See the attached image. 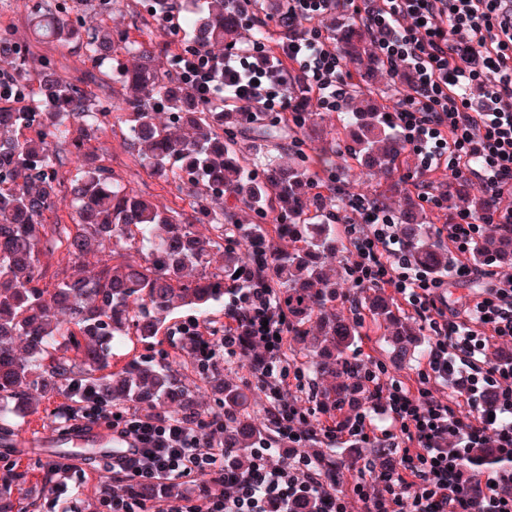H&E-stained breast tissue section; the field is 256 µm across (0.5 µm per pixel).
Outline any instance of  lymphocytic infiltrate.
<instances>
[{"label":"lymphocytic infiltrate","instance_id":"f902f5d3","mask_svg":"<svg viewBox=\"0 0 512 512\" xmlns=\"http://www.w3.org/2000/svg\"><path fill=\"white\" fill-rule=\"evenodd\" d=\"M340 6L353 10L392 74L413 75L397 97L393 126L420 159L413 187L421 202L452 213L441 227L455 256L452 277L472 290L449 303L444 279L411 262L390 214L373 200L349 199L360 223L345 227L354 254L348 275L355 286L390 289L422 322L430 336L424 368L387 385L380 361L359 360L353 374L362 400L311 421L290 390L304 372L284 359L288 326L270 288L256 282L236 295L219 339L204 338L194 321L182 332L200 346L207 367L220 352L251 354L272 440L255 449L250 465L236 468L227 465L231 451L219 439L224 415L120 413L112 436L126 448L105 464L113 483L156 484L164 492L154 506L115 491L102 500L103 512H269L272 504L285 508L304 496L315 497L320 512H348L352 496L364 512H512V358L492 353L497 341L512 340V275L471 259L477 239L494 225L512 224V0H286L303 30L285 60L264 59L260 44L221 54L192 45L175 55L174 69L203 103L230 100L285 112L289 64L324 108L339 110L348 73L320 22ZM229 74L237 77L230 91ZM445 170L479 183L487 205L482 216L449 210L434 179ZM318 437L361 442L392 456L381 465L351 463L355 477L342 488L324 480L321 460L277 453L280 445L295 448ZM488 446L494 464H475L471 449ZM200 478L222 487L203 509L184 489Z\"/></svg>","mask_w":512,"mask_h":512}]
</instances>
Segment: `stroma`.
I'll list each match as a JSON object with an SVG mask.
<instances>
[{
	"instance_id": "stroma-1",
	"label": "stroma",
	"mask_w": 512,
	"mask_h": 512,
	"mask_svg": "<svg viewBox=\"0 0 512 512\" xmlns=\"http://www.w3.org/2000/svg\"><path fill=\"white\" fill-rule=\"evenodd\" d=\"M32 0H0V36H7L26 44L33 54L34 67H52L70 80L80 83L95 72V64L77 46H51L42 43L32 28L29 7ZM139 8L133 0H119L113 9H102L98 0H85L84 5L71 11L69 20L74 29L85 30L98 25H109L119 38H142L143 26L138 17ZM117 98L108 89H95L92 109L104 113L100 127L78 123L75 137L84 143L85 159L91 164L107 166L116 177L134 192L152 197L156 203L190 215L194 231L209 234L207 214L214 207L212 200L192 196L189 186L167 183L140 167L127 144L124 128L114 125L107 114L112 111ZM196 321L200 326L213 328L223 325L224 309L215 307L211 313L198 315L183 311L174 316L168 330L151 343L134 342L114 346L112 363L122 367L143 357L164 364L174 359L182 339L178 328L181 324ZM66 398L51 393L32 401L15 419L17 431L35 435L41 430L65 429L60 411ZM64 448H31L0 443V478L10 468L26 474L25 482L14 490V498L21 503L36 501L39 512H100V500L109 494L112 486L101 478L100 471L87 472L84 478L56 476L45 481L43 465L54 460H66Z\"/></svg>"
}]
</instances>
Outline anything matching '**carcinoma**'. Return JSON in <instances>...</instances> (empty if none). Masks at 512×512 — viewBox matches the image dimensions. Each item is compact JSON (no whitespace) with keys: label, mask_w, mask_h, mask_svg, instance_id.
Returning a JSON list of instances; mask_svg holds the SVG:
<instances>
[{"label":"carcinoma","mask_w":512,"mask_h":512,"mask_svg":"<svg viewBox=\"0 0 512 512\" xmlns=\"http://www.w3.org/2000/svg\"><path fill=\"white\" fill-rule=\"evenodd\" d=\"M275 5L253 0L255 24L245 39L269 40L261 13ZM30 20L43 42L74 41L100 66L87 83L103 87L112 81L126 90L124 106L116 107L112 119L125 126L140 166L189 185L197 197L232 193L272 223L239 224L221 209L209 214L210 235L201 236L184 213L127 188L108 167L84 163L82 145L71 134L79 121H98L90 111L91 92L52 68L33 70L26 56L1 43L0 68L13 76L12 89L28 86L31 97L25 112L10 105L13 98L0 97V432L12 433L7 419L14 406L50 391L65 393L69 409L92 401L109 409L175 403L192 410L194 392L184 374L191 368L209 380L230 415L224 447L237 450L232 464L247 465L253 448L267 438L252 411L251 390L209 377L187 347L166 364L134 360L114 370L111 363V344L130 336L155 340L174 313H208L230 291L249 287L242 247L288 315L289 336L304 345V370L335 379L321 392L322 407L354 399L356 382L347 366L361 325L336 315L347 276L332 275L325 265L349 245L336 223L341 197L330 181L326 193H313L316 175L302 146L313 145L327 170L340 147L371 174L385 177L387 192L404 201L396 223L412 262L445 276L448 248L425 224L418 197L395 178L403 144L387 113L375 104L344 112L333 135H324L310 126L309 93L296 76L290 79L298 92L289 122L268 123L264 112H215L156 63L160 48L150 37L116 39L104 25L82 34L60 18L59 4L51 0H39ZM177 23L212 49L236 40L242 20L233 0H205L200 16L179 15ZM276 24L280 53L299 23L282 11ZM328 33L354 68L353 97L373 72L361 68L368 51L364 34L354 25ZM61 196L70 202L74 223L49 224L48 213ZM457 206L478 217L485 201L458 181L448 189V207ZM56 257L71 264L73 273H49ZM489 258L512 261V225L496 226L474 245V261ZM359 299L382 331L390 357L410 362L421 340L395 303L373 287L362 289ZM314 321L319 331L312 336L308 324Z\"/></svg>","instance_id":"cac0c4a2"}]
</instances>
